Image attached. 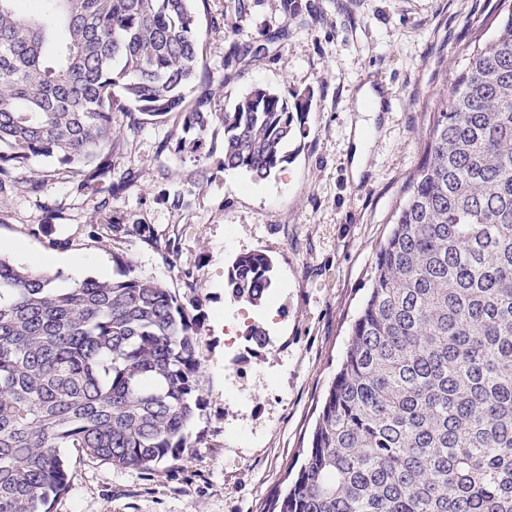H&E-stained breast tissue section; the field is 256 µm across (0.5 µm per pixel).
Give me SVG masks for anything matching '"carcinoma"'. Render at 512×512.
Returning <instances> with one entry per match:
<instances>
[{
  "label": "carcinoma",
  "instance_id": "obj_1",
  "mask_svg": "<svg viewBox=\"0 0 512 512\" xmlns=\"http://www.w3.org/2000/svg\"><path fill=\"white\" fill-rule=\"evenodd\" d=\"M16 2L0 0V193L35 158L83 186L111 174L114 112L130 134L176 118L161 149L193 158L191 185L216 119L224 170L261 182L289 163L310 97L254 87L216 116L204 0ZM461 54L274 512H512V7ZM165 198L188 206L182 182ZM58 280L0 256V512H47L70 484L64 448L122 469L176 456L201 408L192 299L130 264ZM225 287L265 305L272 259L237 256Z\"/></svg>",
  "mask_w": 512,
  "mask_h": 512
}]
</instances>
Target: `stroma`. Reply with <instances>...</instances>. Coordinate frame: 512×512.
I'll return each mask as SVG.
<instances>
[{
    "mask_svg": "<svg viewBox=\"0 0 512 512\" xmlns=\"http://www.w3.org/2000/svg\"><path fill=\"white\" fill-rule=\"evenodd\" d=\"M500 8L501 0H294L289 8L284 0H205L200 59L225 79L214 112L256 86L289 100L312 96L283 171L254 183L224 170L217 123L207 137L208 181L194 186L191 207H174L163 191L194 164L159 150L174 121L148 120L114 158L112 179L126 188L112 198L107 226L91 221L106 188H81L46 158L18 170L44 185L0 203V241L15 243L12 261L49 268L66 285L112 277L129 262L193 296L200 341L202 406L190 447L147 470L66 449L70 486L50 512H269L303 462L389 216L424 158L432 112L451 97L462 47L488 34ZM235 47L246 60L227 64ZM368 81L384 88L389 106L356 177L350 128ZM253 250L276 266L274 300L260 310L225 288L234 259ZM71 256L84 260L82 273L64 265ZM254 321L269 333L266 347L244 337Z\"/></svg>",
    "mask_w": 512,
    "mask_h": 512,
    "instance_id": "stroma-1",
    "label": "stroma"
}]
</instances>
